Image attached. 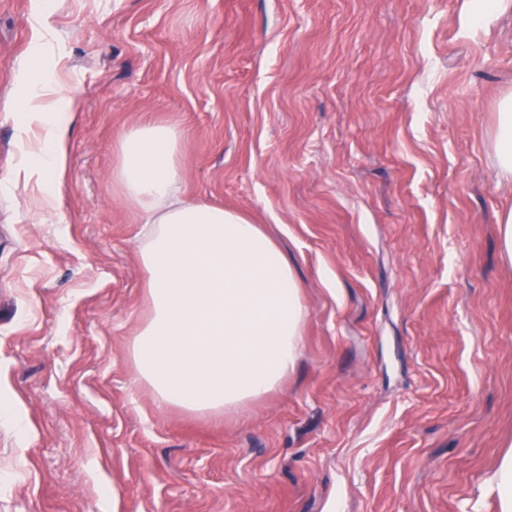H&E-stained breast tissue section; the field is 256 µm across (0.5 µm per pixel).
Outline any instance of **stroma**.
Returning a JSON list of instances; mask_svg holds the SVG:
<instances>
[{
    "mask_svg": "<svg viewBox=\"0 0 512 512\" xmlns=\"http://www.w3.org/2000/svg\"><path fill=\"white\" fill-rule=\"evenodd\" d=\"M471 0H0V182L35 53L79 108L60 214L0 194V512H499L512 264L493 138L512 11ZM183 133L187 195L260 224L306 308L296 366L238 413L159 404L119 134ZM472 2L470 23L474 27L490 26L502 11L512 6L510 0H474Z\"/></svg>",
    "mask_w": 512,
    "mask_h": 512,
    "instance_id": "obj_1",
    "label": "stroma"
}]
</instances>
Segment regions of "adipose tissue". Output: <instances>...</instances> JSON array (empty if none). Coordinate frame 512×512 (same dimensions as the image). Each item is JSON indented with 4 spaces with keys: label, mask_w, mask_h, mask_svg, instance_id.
Segmentation results:
<instances>
[{
    "label": "adipose tissue",
    "mask_w": 512,
    "mask_h": 512,
    "mask_svg": "<svg viewBox=\"0 0 512 512\" xmlns=\"http://www.w3.org/2000/svg\"><path fill=\"white\" fill-rule=\"evenodd\" d=\"M16 126L27 145L18 171L37 180L31 213H57L77 117L74 93L36 59L17 64ZM495 167L512 181V95L497 114ZM112 181L146 224L137 250L149 316L132 355L161 403L232 414L276 390L294 369L306 310L279 246L238 212L182 189V133L146 122L120 133Z\"/></svg>",
    "instance_id": "ef3b65f1"
}]
</instances>
